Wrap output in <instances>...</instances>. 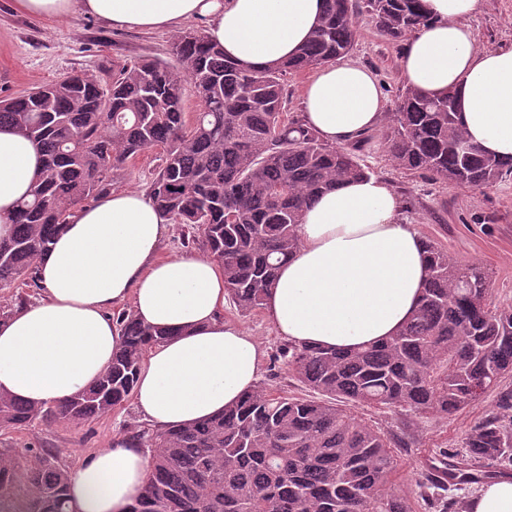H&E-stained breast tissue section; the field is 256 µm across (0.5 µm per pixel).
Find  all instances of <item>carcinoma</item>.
Listing matches in <instances>:
<instances>
[{
  "label": "carcinoma",
  "instance_id": "carcinoma-1",
  "mask_svg": "<svg viewBox=\"0 0 512 512\" xmlns=\"http://www.w3.org/2000/svg\"><path fill=\"white\" fill-rule=\"evenodd\" d=\"M369 13L393 42L426 23L419 0H325L297 54L253 67L224 56L202 29L171 43L178 66L151 58L112 64V79L74 73L0 100V125L38 147L43 165L32 197L19 203L0 239V320L28 304L14 289H41L38 259L83 203L112 192L121 172L159 148L147 195L184 226V238L224 266L226 296L243 314L263 308L278 265L300 247L299 225L323 191L370 173L353 150L324 142L301 115L283 112V77L347 55L354 15ZM198 103L187 123L184 99ZM385 152L405 173L469 188L512 175V158L484 154L463 133L453 90L406 87L383 117ZM428 274L414 315L399 333L351 351L289 344L292 377L309 393L256 387L211 418L167 430L131 428L149 452L142 496L129 512H467L450 487H473L512 473V308L491 303V277L424 241ZM123 345L92 384L53 406L0 394V430L40 421L82 424L133 395L145 355L172 333L124 309ZM496 409L471 429L462 449L443 450L410 497L391 490L396 434L345 411L348 405L452 416L489 392ZM0 512H73L68 470L57 452L0 448Z\"/></svg>",
  "mask_w": 512,
  "mask_h": 512
}]
</instances>
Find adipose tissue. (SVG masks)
I'll list each match as a JSON object with an SVG mask.
<instances>
[{"label":"adipose tissue","mask_w":512,"mask_h":512,"mask_svg":"<svg viewBox=\"0 0 512 512\" xmlns=\"http://www.w3.org/2000/svg\"><path fill=\"white\" fill-rule=\"evenodd\" d=\"M481 0H420L428 22L401 59L405 82L430 94L454 89L458 120L483 152L512 157V45L481 49L468 23ZM39 17L82 13L126 28L204 18L227 57L272 66L309 37L324 0H16ZM305 120L341 145L380 120L385 98L372 71L352 60L318 66L304 90ZM41 156L24 135L0 127V235L31 195ZM389 183L372 176L320 195L299 228L301 247L282 263L265 310L297 344L356 349L395 335L414 312L427 275L424 242L401 217ZM170 219L143 192H113L75 209L39 262L43 296L0 321V393L34 405L94 382L122 346L112 307L132 302L146 325L170 338L149 350L135 396L158 429L235 404L254 388L261 350L224 322V269L212 257L161 256ZM148 461L125 437L68 474L74 512H128L144 491Z\"/></svg>","instance_id":"adipose-tissue-1"}]
</instances>
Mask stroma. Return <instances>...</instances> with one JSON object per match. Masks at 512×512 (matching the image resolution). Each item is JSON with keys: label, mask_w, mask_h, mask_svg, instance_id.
Segmentation results:
<instances>
[{"label": "stroma", "mask_w": 512, "mask_h": 512, "mask_svg": "<svg viewBox=\"0 0 512 512\" xmlns=\"http://www.w3.org/2000/svg\"><path fill=\"white\" fill-rule=\"evenodd\" d=\"M482 48L495 49L512 43V0H482L471 18ZM356 40L350 60L372 70L382 84L387 111H395L398 94L405 86L399 69L404 42L387 40L367 14L355 18ZM175 29L140 30L112 27L90 15L73 19L35 17L18 10L15 0H0V99L23 95L76 70L108 79L113 61L133 62L148 56L170 61ZM372 138L361 151L359 162L373 175L385 179L410 206L405 219L425 239L445 246L460 263H477L492 277L491 300L497 306H512V176L485 189L439 183L395 169L382 150L384 131L374 127ZM225 321L235 323L253 336L262 354L257 384L277 394H302L303 389L288 371L281 355L287 341L279 336L265 310L241 314L232 302L220 311ZM495 394L489 393L449 418L419 417L405 411L354 406V415L372 421L384 430L398 432L409 424L412 447L397 451V491L410 492L428 469L438 450L460 448L470 429L494 409ZM136 401L123 409L82 425L58 422L46 426L35 422L21 430L0 432V443L12 448H56L60 461L73 468L86 455L104 447L113 437L124 436L133 424H143Z\"/></svg>", "instance_id": "35a3bbf8"}]
</instances>
